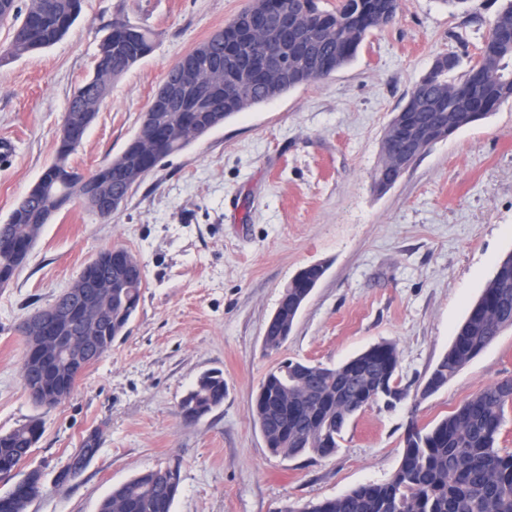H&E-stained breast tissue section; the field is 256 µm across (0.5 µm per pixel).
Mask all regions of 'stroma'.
Returning a JSON list of instances; mask_svg holds the SVG:
<instances>
[{"mask_svg":"<svg viewBox=\"0 0 512 512\" xmlns=\"http://www.w3.org/2000/svg\"><path fill=\"white\" fill-rule=\"evenodd\" d=\"M252 0H84L67 35L0 60V224L53 160L64 113L93 76L112 23L151 30L152 53L112 85L71 163L87 171L120 152L167 72ZM501 0L452 12L400 0L355 58L328 78L241 112L167 158L111 221L73 203L45 224L0 291V432L28 420L42 435L16 471L41 469L28 512H98L112 488L180 460L172 512H278L318 503L398 468L409 423H434L481 388L512 377V329L438 392L358 411L328 457L272 454L255 421L265 374L285 360L337 366L381 343L397 347L401 386L422 385L467 309L512 253V101L424 151L391 188L373 175L391 118L441 54L476 56ZM144 265L136 314L71 396L37 406L20 367V322L46 307L101 250ZM322 278L287 341L263 336L304 267ZM224 374V403L195 421L178 404L205 372ZM80 479L53 480L88 438Z\"/></svg>","mask_w":512,"mask_h":512,"instance_id":"obj_1","label":"stroma"}]
</instances>
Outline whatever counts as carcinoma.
Returning a JSON list of instances; mask_svg holds the SVG:
<instances>
[{
    "label": "carcinoma",
    "mask_w": 512,
    "mask_h": 512,
    "mask_svg": "<svg viewBox=\"0 0 512 512\" xmlns=\"http://www.w3.org/2000/svg\"><path fill=\"white\" fill-rule=\"evenodd\" d=\"M84 0H0V24L11 25L12 37L3 55L21 58L60 40L82 12ZM394 0H336L331 10L319 7V0H253L258 11H305L306 36L312 43L320 67L307 70L309 83L330 76L348 64L367 33L394 20ZM138 31L135 44L127 42L126 31ZM512 31V0L503 4L489 25L488 36L477 59L467 66L460 80L450 71L434 68L421 79L419 96L408 98L387 125L382 148L399 133L404 113L433 112L448 108V102L461 103L469 90L484 101V115L501 104L512 101V50L503 46L502 36ZM233 25L203 42L210 48L204 61L207 66L192 78L223 81L224 111L209 114L207 124H194L190 112L173 110L157 113L161 126L159 148L139 154L137 145L129 143L112 159L84 172L70 162L80 144L59 143L54 161L48 166L46 180L35 183L19 198L0 235L34 245L51 216L65 205L78 201L91 208L85 177L102 180L128 196L144 177L165 159L180 153L193 141L224 124L228 118L252 105L272 99L275 92L289 91L287 86L270 88L261 85H237L229 81L227 69H239L238 62L224 57V43L233 38ZM153 50L152 32L128 22L114 23L99 44L94 76L85 80L69 99L67 112L98 114L110 95L112 82ZM402 177L396 163L383 156L374 174V185L384 191ZM29 251L0 250V275L10 278L26 262ZM112 284L98 289L81 325L80 334L87 338L97 358L109 353L116 338L124 334L134 317L145 285L144 265L122 246L101 251L93 266L86 267L70 285L67 297L57 303L77 299L88 285L103 274ZM323 271L311 268L288 285V299L264 337L267 351H276L286 341L296 318L294 304L316 286ZM512 328V263L496 269L480 297L471 305L458 327L448 353L434 368L422 393L426 397L451 380L467 363L487 348L504 330ZM25 352L21 365L25 384L39 382L49 395H71L76 373L69 368L42 376L35 368L44 354L40 344L24 333ZM365 362L358 374L340 371L341 366L316 367L305 374L300 365L288 360L291 381L281 382L282 366L270 370L261 383L265 400L255 411V418L267 447L275 455L297 457L314 454L326 457L339 447L338 440L351 418L365 407L373 392V378L395 376L398 352L395 344L383 342L352 357L350 362ZM224 376L220 371L204 373L179 403L187 420H196L224 403ZM512 407V379L496 381L467 398L447 416L432 425H412L404 439L400 464L385 482L357 486L346 494L316 504L285 505L277 512H512V452L498 448V436L505 412ZM42 433L40 421L30 420L8 432L0 433V461L19 466L30 454ZM98 449L86 452L77 448L72 460L57 473L54 486L62 488L82 476ZM26 490L19 496L3 495L5 512H27L33 501L44 493L42 473L33 469L25 475ZM181 482V463L166 466L165 475L148 470L112 489L99 504V512H172Z\"/></svg>",
    "instance_id": "carcinoma-1"
}]
</instances>
